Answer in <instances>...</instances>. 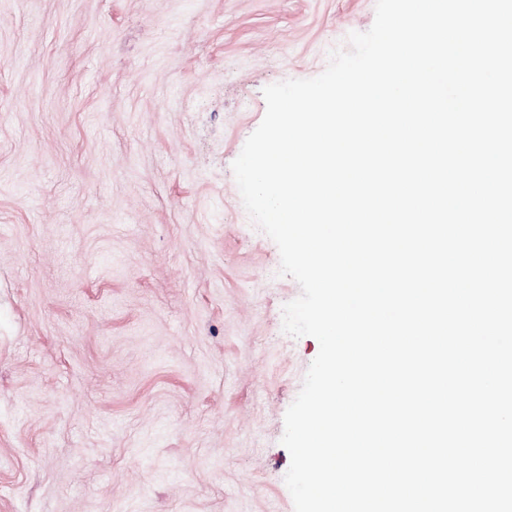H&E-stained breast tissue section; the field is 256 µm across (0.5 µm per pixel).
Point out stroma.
Listing matches in <instances>:
<instances>
[{"instance_id":"1","label":"stroma","mask_w":512,"mask_h":512,"mask_svg":"<svg viewBox=\"0 0 512 512\" xmlns=\"http://www.w3.org/2000/svg\"><path fill=\"white\" fill-rule=\"evenodd\" d=\"M375 0H0V512H294L319 352L231 165Z\"/></svg>"}]
</instances>
